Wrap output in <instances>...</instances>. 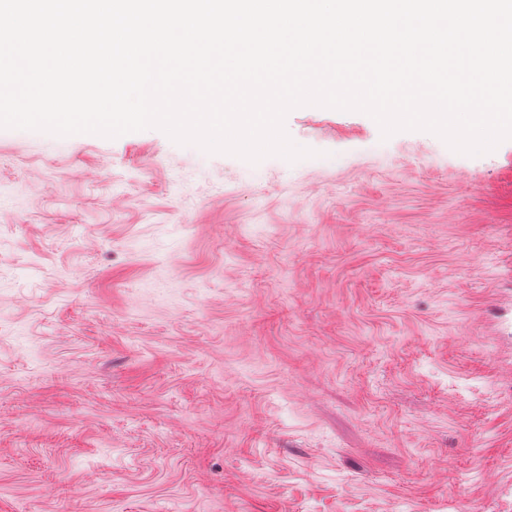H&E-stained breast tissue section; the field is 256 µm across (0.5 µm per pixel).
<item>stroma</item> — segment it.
<instances>
[{"label":"stroma","mask_w":512,"mask_h":512,"mask_svg":"<svg viewBox=\"0 0 512 512\" xmlns=\"http://www.w3.org/2000/svg\"><path fill=\"white\" fill-rule=\"evenodd\" d=\"M285 129H0V512H512V139Z\"/></svg>","instance_id":"stroma-1"}]
</instances>
